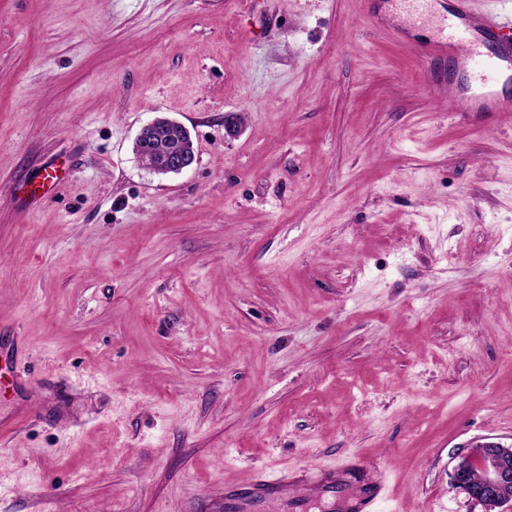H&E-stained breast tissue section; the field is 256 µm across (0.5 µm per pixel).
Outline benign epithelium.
I'll use <instances>...</instances> for the list:
<instances>
[{
  "label": "benign epithelium",
  "mask_w": 512,
  "mask_h": 512,
  "mask_svg": "<svg viewBox=\"0 0 512 512\" xmlns=\"http://www.w3.org/2000/svg\"><path fill=\"white\" fill-rule=\"evenodd\" d=\"M136 141L151 149L154 157L151 169L158 173H180L195 160L194 143L190 138L172 142L163 134L149 139L141 132ZM472 465L482 472L481 482L476 487L466 483L467 472ZM451 477L453 483L475 501L485 500L497 505L511 502L505 498V492L512 487V444L505 445L490 438L475 441L457 457Z\"/></svg>",
  "instance_id": "7a95c632"
}]
</instances>
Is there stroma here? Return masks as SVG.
<instances>
[{
    "label": "stroma",
    "instance_id": "35a3bbf8",
    "mask_svg": "<svg viewBox=\"0 0 512 512\" xmlns=\"http://www.w3.org/2000/svg\"><path fill=\"white\" fill-rule=\"evenodd\" d=\"M375 9L0 0V512H224L269 469L346 512L357 457L383 512H486L450 473L512 443V65ZM158 116L181 173L132 149ZM151 127L153 132L156 129L163 128V130H175L187 137V140L180 142L175 140L173 143L169 141L171 138L163 134H157L154 139H148L144 135V129ZM172 137H177L176 132H170ZM147 139V141H145ZM136 142H140L143 147H149L153 153L154 161L151 169L158 173H180L184 169L190 167L195 160L194 143L186 129V127L172 119L159 118L152 120L145 125L138 134Z\"/></svg>",
    "mask_w": 512,
    "mask_h": 512
}]
</instances>
